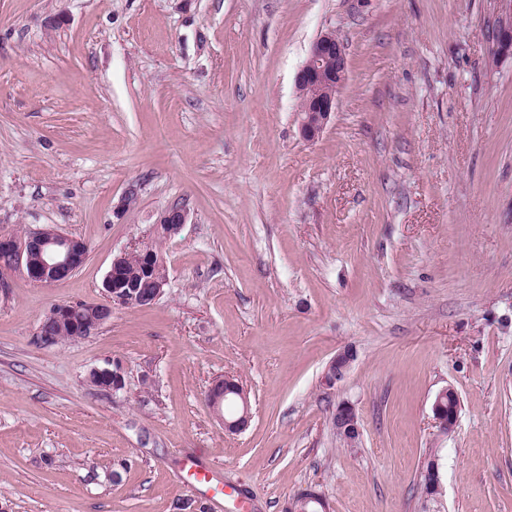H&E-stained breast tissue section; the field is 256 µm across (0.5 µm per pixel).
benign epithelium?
I'll return each instance as SVG.
<instances>
[{
	"mask_svg": "<svg viewBox=\"0 0 512 512\" xmlns=\"http://www.w3.org/2000/svg\"><path fill=\"white\" fill-rule=\"evenodd\" d=\"M493 56L512 55V8L502 17ZM348 63L343 44L332 32H325L312 43L308 58L296 76L299 91L311 86L319 88L316 95L301 100L299 117L302 137L313 141L326 128L336 110V96L347 80ZM189 215L183 207H171L164 211L158 223L168 225V235H175L188 223ZM89 253L87 242L55 228L30 231L22 238L10 233H0V290L6 291L8 282L4 273L20 270L30 281L43 285L63 280L77 271L86 261ZM128 256H117L107 272L102 286L108 298L106 303H62L54 306L41 319L38 326V340L43 345H54L57 337L53 331L57 325L68 324L73 335L85 339L95 334L112 317V305L137 302L135 291L125 290L117 295L112 288L121 284L113 281L115 269ZM346 357V350L336 353L330 362L334 369L326 374V384L331 386L346 376V368L340 365ZM453 391L448 387L439 393L432 410L441 430L449 433L454 429L457 413L442 410V398ZM336 422L340 429L359 432L355 408L344 404L336 409Z\"/></svg>",
	"mask_w": 512,
	"mask_h": 512,
	"instance_id": "1",
	"label": "benign epithelium"
}]
</instances>
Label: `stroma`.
<instances>
[{
	"label": "stroma",
	"instance_id": "35a3bbf8",
	"mask_svg": "<svg viewBox=\"0 0 512 512\" xmlns=\"http://www.w3.org/2000/svg\"><path fill=\"white\" fill-rule=\"evenodd\" d=\"M502 0H0V231L53 226L84 265L0 295V512H512V58ZM333 32L348 76L322 135L296 75ZM161 240L167 284L45 347L63 302ZM344 348L355 359L323 381ZM121 371L117 392L94 368ZM248 392L225 433L217 377ZM459 399L443 433L432 406ZM354 406L361 442L333 416ZM435 452L440 488L424 469ZM510 2V9L505 16L502 17L500 22L495 43L492 47L494 57L504 54L512 55V6Z\"/></svg>",
	"mask_w": 512,
	"mask_h": 512
}]
</instances>
